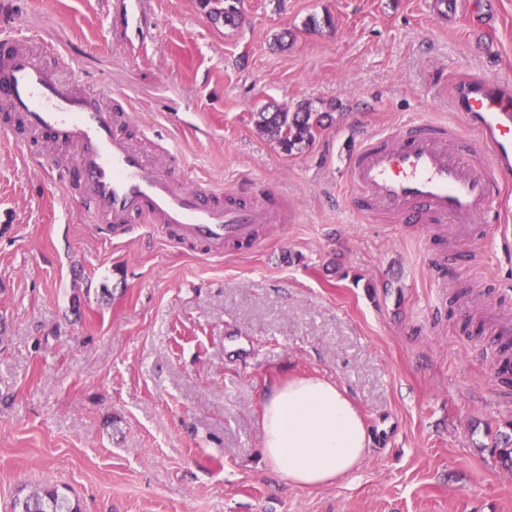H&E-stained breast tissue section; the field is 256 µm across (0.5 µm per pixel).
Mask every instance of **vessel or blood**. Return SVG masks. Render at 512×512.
<instances>
[{"mask_svg": "<svg viewBox=\"0 0 512 512\" xmlns=\"http://www.w3.org/2000/svg\"><path fill=\"white\" fill-rule=\"evenodd\" d=\"M43 48L0 34V104L22 115L27 132L48 141V153L25 150L53 181L76 185L106 241L124 246L150 223L175 240L222 253L225 246L256 250L263 224L284 220L274 198L239 202L211 183L188 178L173 151L148 156L118 127L111 105L71 75L47 66ZM478 133L484 168L462 158L470 142L455 126L421 121L388 143L372 137L350 154L346 182L366 208H382L418 224H447L461 238L484 233L504 195L500 176L512 171V99L490 81L469 82L453 94Z\"/></svg>", "mask_w": 512, "mask_h": 512, "instance_id": "obj_1", "label": "vessel or blood"}]
</instances>
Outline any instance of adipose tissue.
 <instances>
[{
	"instance_id": "1",
	"label": "adipose tissue",
	"mask_w": 512,
	"mask_h": 512,
	"mask_svg": "<svg viewBox=\"0 0 512 512\" xmlns=\"http://www.w3.org/2000/svg\"><path fill=\"white\" fill-rule=\"evenodd\" d=\"M264 461L285 483L318 487L349 473L372 435L347 394L320 377L272 385L260 398Z\"/></svg>"
}]
</instances>
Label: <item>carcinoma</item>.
<instances>
[{
  "label": "carcinoma",
  "mask_w": 512,
  "mask_h": 512,
  "mask_svg": "<svg viewBox=\"0 0 512 512\" xmlns=\"http://www.w3.org/2000/svg\"><path fill=\"white\" fill-rule=\"evenodd\" d=\"M211 19L235 27L240 18V0H200ZM257 128L269 136L286 153L301 152L309 148L323 121L332 118L329 112H314L302 104L293 112L268 108L255 114ZM12 512H81L79 503L57 487L33 490L16 496Z\"/></svg>",
  "instance_id": "obj_1"
}]
</instances>
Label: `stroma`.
<instances>
[{
	"label": "stroma",
	"mask_w": 512,
	"mask_h": 512,
	"mask_svg": "<svg viewBox=\"0 0 512 512\" xmlns=\"http://www.w3.org/2000/svg\"><path fill=\"white\" fill-rule=\"evenodd\" d=\"M0 0V28L51 44L87 91L121 98L142 150L192 178L281 197L255 252L207 256L145 225L113 248L77 198L0 136V512L43 486L83 512H512V437L487 311H512V233L463 240L357 210L345 162L366 137L434 120L456 83L512 95V0ZM291 31L280 48L275 34ZM331 113L286 154L255 112ZM345 388L368 427L353 471L285 485L261 460L259 396L295 375ZM240 0H200L202 8L208 9L212 20L224 22V26L236 27L240 18Z\"/></svg>",
	"instance_id": "1"
}]
</instances>
